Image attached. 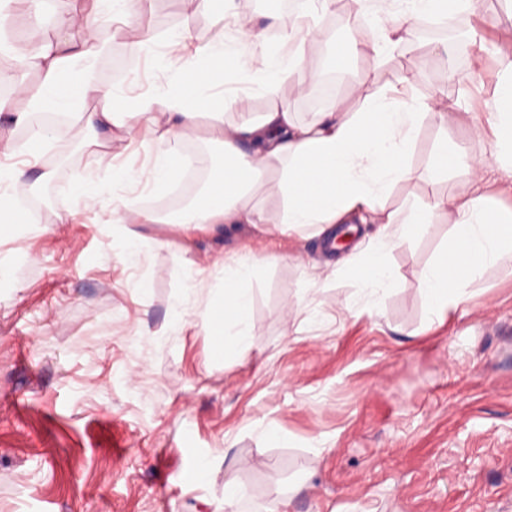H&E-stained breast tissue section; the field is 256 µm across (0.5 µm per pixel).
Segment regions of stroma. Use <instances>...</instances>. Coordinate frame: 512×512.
<instances>
[{
  "mask_svg": "<svg viewBox=\"0 0 512 512\" xmlns=\"http://www.w3.org/2000/svg\"><path fill=\"white\" fill-rule=\"evenodd\" d=\"M97 26L107 41L98 79L139 92L157 71L145 59L131 66L132 27L185 30L197 44L211 36L190 0H134L130 19ZM362 26L377 32L376 14L306 43L305 77L334 74L335 97L355 111L404 75L414 96L446 94L454 111L444 129L422 121L413 177L387 207L469 194L472 173L441 169L437 148L446 140L475 157L492 152L498 118L488 103L512 57V6L474 0L444 32L416 31L426 52L407 67L396 62L404 45L341 60ZM70 125L40 162L52 179L16 191L31 224L0 239V512H512V260L488 268L434 322L420 275L449 242L442 217L391 251L397 284L375 312L318 238L274 224H220L183 252L160 244L174 236L170 225L144 224L158 245L130 267L107 222L111 175L99 173L90 207L71 195L93 163L90 132ZM482 177L489 210L511 212L512 167L495 163ZM73 206L75 221L56 223ZM249 253L277 260L250 282L242 358L217 352L204 307L183 315L175 302L189 261L209 268ZM204 463L209 476L194 480ZM228 486L238 492L229 508Z\"/></svg>",
  "mask_w": 512,
  "mask_h": 512,
  "instance_id": "stroma-1",
  "label": "stroma"
}]
</instances>
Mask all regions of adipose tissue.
I'll list each match as a JSON object with an SVG mask.
<instances>
[{"label":"adipose tissue","instance_id":"1","mask_svg":"<svg viewBox=\"0 0 512 512\" xmlns=\"http://www.w3.org/2000/svg\"><path fill=\"white\" fill-rule=\"evenodd\" d=\"M211 38L193 46L186 32L168 34L164 41L137 39L130 44L132 62L152 57L158 71L178 63L175 79H161L144 93L107 87L85 76L67 81L74 64L95 61L101 54L96 23L101 13L125 17L130 0H84L82 6L62 14L53 38L34 44H0V83L16 92L11 107L16 125L29 127L27 138L0 137V238L12 237L24 226L22 212L13 199L17 187L28 184L31 171L43 155L68 134L63 126L31 124L36 113L77 115L87 128L121 131L126 139L148 137L153 146L145 189L165 192L190 164L182 145L198 139L214 145L219 156L213 173L221 181H207L185 207L160 213L135 207L129 200L137 181L111 150L94 151L95 169L112 173L119 194L112 197V237L122 245L119 259L135 263L147 239L143 224L165 223L179 227L187 237L213 224H280L282 232L313 229L332 242L341 224H373L377 230L367 246H356L339 261L367 288L369 296L392 288L396 282L388 253L405 241L424 236L435 217L451 216L447 247L420 276V289L430 317L443 318L449 308L466 298L467 286L485 269L512 256V216L494 214L483 207L482 196L448 195L407 212L387 209L384 198L411 176L409 155L419 124L427 118L447 123L451 117L442 97L421 99L407 89L367 100L350 111L346 100H334L324 111L299 120L278 103L282 90L301 95L305 88L301 60L285 54L265 53L263 31L237 11L235 0H200ZM357 13L376 11L378 37L374 48L383 51L406 42L413 23L423 17L446 16L472 9V0H354ZM81 31L73 39V31ZM41 64L42 80L36 90L24 85L23 72ZM503 78L495 99L501 116L494 158L512 160V60L501 63ZM235 79L239 90H224ZM272 99L260 113L252 112L253 93ZM95 98L99 111L84 112L80 105ZM210 116L200 127L201 116ZM275 180L281 197L278 213H271L256 193ZM257 261L249 255L225 259L218 285H209L202 268L191 267L178 299L181 307L196 303L209 290L207 330L216 348L240 356L251 346L248 327L251 293L248 283Z\"/></svg>","mask_w":512,"mask_h":512}]
</instances>
